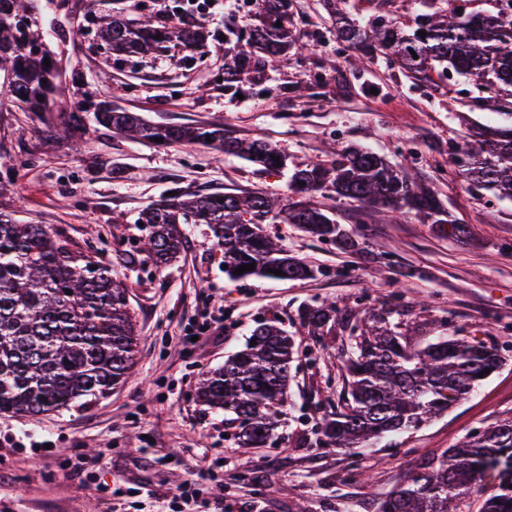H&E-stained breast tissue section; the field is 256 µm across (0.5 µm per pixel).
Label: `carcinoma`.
<instances>
[{
    "label": "carcinoma",
    "mask_w": 512,
    "mask_h": 512,
    "mask_svg": "<svg viewBox=\"0 0 512 512\" xmlns=\"http://www.w3.org/2000/svg\"><path fill=\"white\" fill-rule=\"evenodd\" d=\"M31 2L0 0V70L10 74L0 92L30 112H43L58 91V64L42 42V19ZM496 2L495 12L420 14L410 31L392 19L377 18L367 28L340 21L336 37L380 52L415 76L439 66L472 76L482 92L476 106L497 112L502 94L512 97V24L501 21L502 14L512 13V0ZM89 19L111 50L127 55L159 51L171 43L195 50L207 35L196 20L159 26L148 19L134 27L118 13L96 11ZM420 31L426 36L418 35ZM233 36L239 49L224 67L228 90L239 87L249 71L286 54L295 42L282 0H264L259 24ZM95 118L129 139L157 147L208 144L267 169L287 166L286 156L273 144L229 137L216 125L152 124L107 103L99 106ZM482 136L485 147L466 146L451 162L470 181L512 197V123L488 128ZM291 187L302 194L329 190L391 213L413 211L427 224L448 225L455 237L469 234L465 225L448 218L432 189L362 149H346L296 170ZM276 205L262 192L176 191L141 211L138 221L146 234L127 260L165 266L181 251L182 225L204 224L224 247V273L232 280H306L323 274L320 267L288 254L281 239L261 224ZM285 221L345 250L355 246L324 208L292 203L285 208ZM251 263L255 269L233 274ZM277 270L283 275L276 276ZM128 291L112 267L70 249L53 227L22 224L0 207V413H59L124 384L139 340ZM298 316L313 332L336 325L350 329L344 360L347 391L339 395L336 411L317 426L323 446L363 451L383 434L418 428L473 391L488 378L485 370L493 374L505 365L492 342L435 336L416 349L398 325L385 320L364 331L337 317L333 306L305 305ZM250 338L254 345H245L202 378L197 397L235 415L238 447L262 448L276 436L278 418L288 403L290 364L298 350L293 337L274 321L259 323ZM377 512H512V418L424 459L380 498Z\"/></svg>",
    "instance_id": "carcinoma-1"
}]
</instances>
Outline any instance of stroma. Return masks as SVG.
Segmentation results:
<instances>
[{"instance_id":"obj_1","label":"stroma","mask_w":512,"mask_h":512,"mask_svg":"<svg viewBox=\"0 0 512 512\" xmlns=\"http://www.w3.org/2000/svg\"><path fill=\"white\" fill-rule=\"evenodd\" d=\"M460 0H288L302 49L225 90L224 65L236 52L228 27L258 15L252 0H100L131 23L204 22L203 47L127 57L101 41L86 13L90 0H38L46 40L60 63L62 92L47 111L26 112L0 95V204L48 224L74 250L125 277L140 331L126 383L63 414H0V512H172L176 485L195 483L199 512H376L377 501L433 453L512 417V199L470 185L450 154L475 144L479 127L500 115L474 106L468 78L436 70L413 78L384 56L336 38L340 16L366 24L385 16L410 23L431 6ZM135 112L155 124H223L226 135L260 138L288 157L268 171L209 146L167 148L126 139L95 124L97 104ZM83 125L61 135L72 116ZM384 156L430 187L465 238L414 217L390 223L377 208L308 194L329 209L356 242L351 250L266 220L289 254L322 268L310 280L233 281L224 252L206 226L183 227L180 257L162 269L126 264L144 230L140 211L165 193L262 191L295 201L296 169L325 159L331 147ZM329 303L365 321L382 315L415 346L434 336L495 340L506 365L472 394L416 430L386 436L361 455L317 445L315 424L327 397L345 383L342 335H318L297 310ZM275 320L293 336L287 408L278 437L244 449L223 410L196 395L206 372L243 349L258 321ZM211 322L198 345L186 328Z\"/></svg>"}]
</instances>
